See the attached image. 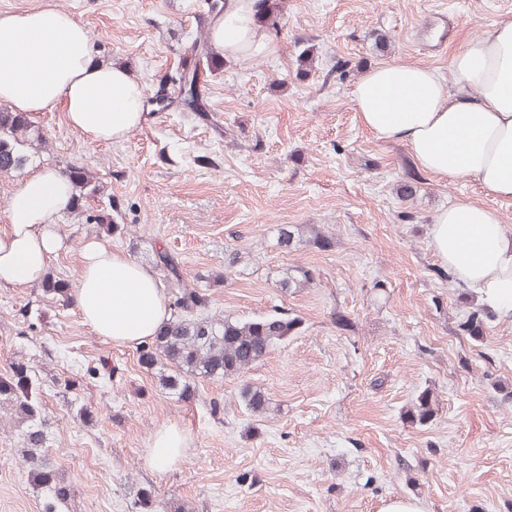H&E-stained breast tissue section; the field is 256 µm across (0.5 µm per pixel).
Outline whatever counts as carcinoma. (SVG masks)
<instances>
[{"instance_id": "obj_1", "label": "carcinoma", "mask_w": 512, "mask_h": 512, "mask_svg": "<svg viewBox=\"0 0 512 512\" xmlns=\"http://www.w3.org/2000/svg\"><path fill=\"white\" fill-rule=\"evenodd\" d=\"M194 62L183 71L188 77L185 91L176 97L178 106L189 112H200L198 74L217 61L210 43V32L205 31L191 45ZM47 149V140L40 126L24 113L15 111L0 101V175L8 176L28 165L39 153ZM75 188L72 210L83 206L86 196L95 192L93 176L83 167L71 166L65 171ZM302 228L284 225L278 230V241L292 248L301 242ZM307 242L319 250L336 245L334 236L311 226ZM153 264L162 270L170 287L176 291L170 303L171 316L151 340L139 346V361L147 368L159 367V387L179 400L190 398L195 391V379L219 380L240 376L262 361L275 347L296 335L302 320L286 311L274 312L252 319H236L209 314L212 295L207 288H189L184 284L179 263L166 249L153 252ZM313 275L302 265L284 270L280 285L283 288L303 289L309 286ZM43 291L70 298L69 284L47 275L42 282ZM492 318L484 306L479 305L460 323L459 331L473 341L482 340L487 321ZM241 404L253 414H267L272 402L262 388L245 384L240 388ZM435 396L426 388L419 392L406 419L424 426L433 421ZM0 415L24 425L25 450L23 462L27 467L30 485L43 493L42 512H66L71 488L58 468L48 461L45 448L49 441L40 382L29 362L18 358L11 363L9 372L0 376ZM132 512H157L155 494L143 489L132 504Z\"/></svg>"}]
</instances>
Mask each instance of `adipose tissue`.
<instances>
[{
    "label": "adipose tissue",
    "instance_id": "obj_1",
    "mask_svg": "<svg viewBox=\"0 0 512 512\" xmlns=\"http://www.w3.org/2000/svg\"><path fill=\"white\" fill-rule=\"evenodd\" d=\"M254 0L211 30L231 57L266 48ZM0 99L37 113L63 105L68 124L92 142L120 141L142 122L144 87L124 69L91 55L88 31L53 5L0 13ZM362 124L381 141L405 144L425 173L463 177L512 203V21L472 39L453 57L449 76L401 62L369 70L352 90ZM71 208V185L58 170L36 171L12 192L0 231V287L39 283L68 243L56 219ZM431 245L497 320L512 323V232L497 210L456 199L431 224ZM75 303L97 336L136 346L170 318L168 298L147 268L90 239L82 247ZM175 426L157 431L146 456L166 470L183 454Z\"/></svg>",
    "mask_w": 512,
    "mask_h": 512
}]
</instances>
